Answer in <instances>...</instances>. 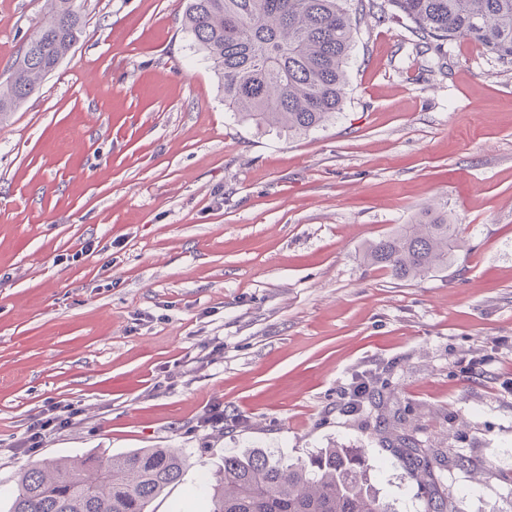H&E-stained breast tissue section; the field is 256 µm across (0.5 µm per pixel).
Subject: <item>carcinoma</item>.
I'll return each instance as SVG.
<instances>
[{"mask_svg": "<svg viewBox=\"0 0 512 512\" xmlns=\"http://www.w3.org/2000/svg\"><path fill=\"white\" fill-rule=\"evenodd\" d=\"M351 0H187L184 26L212 62L224 109L258 126L307 134L343 110L354 45ZM48 16L0 85V117L20 108L38 81L76 44L82 28L72 0H49ZM380 13L411 23L417 47L466 38L512 59V0H383ZM460 247L448 209L425 208L417 222L369 242L364 261L412 281L448 267ZM413 475L433 477L425 450L402 439ZM170 448L89 453L25 470L9 512H148L184 473ZM198 490L211 512H393L367 484L363 455L322 448L288 462L273 452L232 451Z\"/></svg>", "mask_w": 512, "mask_h": 512, "instance_id": "carcinoma-1", "label": "carcinoma"}]
</instances>
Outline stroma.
I'll return each mask as SVG.
<instances>
[{
    "label": "stroma",
    "instance_id": "obj_1",
    "mask_svg": "<svg viewBox=\"0 0 512 512\" xmlns=\"http://www.w3.org/2000/svg\"><path fill=\"white\" fill-rule=\"evenodd\" d=\"M73 4L79 40L0 120V512L31 464L140 448L186 457L153 512H209L228 451L322 448L364 449L393 512H512V60L365 17L342 113L291 135L225 111L186 0ZM45 6L0 0V84ZM436 201L447 270L364 263ZM368 374L389 386L349 412ZM60 414L53 418L46 420L39 419L32 423L28 430V436L26 437L24 444L28 445L27 448H37L43 442L47 435L51 432L59 429L66 422L72 413L63 407L60 409ZM402 443L403 448H405V457L409 461V465L413 466L412 476L420 478V473L424 472L428 477H430V480L435 483L433 479V469L430 466V460L425 450L420 448L419 444L410 438H403Z\"/></svg>",
    "mask_w": 512,
    "mask_h": 512
}]
</instances>
